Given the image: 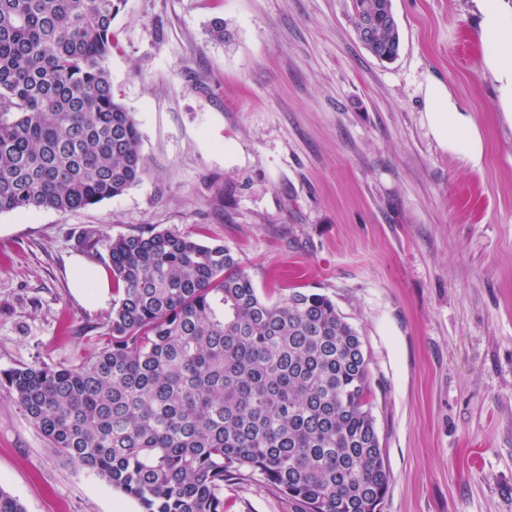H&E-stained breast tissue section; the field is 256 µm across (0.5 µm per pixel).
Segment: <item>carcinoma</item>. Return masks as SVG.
Returning <instances> with one entry per match:
<instances>
[{"label": "carcinoma", "mask_w": 512, "mask_h": 512, "mask_svg": "<svg viewBox=\"0 0 512 512\" xmlns=\"http://www.w3.org/2000/svg\"><path fill=\"white\" fill-rule=\"evenodd\" d=\"M124 0H0V213L62 215L144 169L106 61ZM391 0H352L358 41L400 49ZM110 343L3 373L24 412L141 512H225L258 484L299 512H379L390 488L359 331L319 293L262 294L223 242L151 229L110 240Z\"/></svg>", "instance_id": "1"}]
</instances>
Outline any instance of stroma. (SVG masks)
<instances>
[{"label": "stroma", "mask_w": 512, "mask_h": 512, "mask_svg": "<svg viewBox=\"0 0 512 512\" xmlns=\"http://www.w3.org/2000/svg\"><path fill=\"white\" fill-rule=\"evenodd\" d=\"M392 4L401 46L383 63L352 0H126L106 66L144 171L66 215L0 213V372L73 366L105 339L112 308L74 297L71 256L103 269L111 237L199 232L272 297L327 295L359 330L391 475L381 512H512V115L480 0ZM430 79L471 112L481 165L436 142ZM0 488L25 512H141L1 386ZM225 498L297 512L256 485Z\"/></svg>", "instance_id": "stroma-1"}]
</instances>
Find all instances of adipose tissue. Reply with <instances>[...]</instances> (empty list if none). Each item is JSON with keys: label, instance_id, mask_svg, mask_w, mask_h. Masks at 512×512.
<instances>
[{"label": "adipose tissue", "instance_id": "1", "mask_svg": "<svg viewBox=\"0 0 512 512\" xmlns=\"http://www.w3.org/2000/svg\"><path fill=\"white\" fill-rule=\"evenodd\" d=\"M481 28L485 63L505 91L512 94V15L502 12L496 0H484ZM422 95L428 125L438 145L472 165H480L484 143L471 114L461 110L452 93L438 81H426ZM72 283L76 296L88 303L103 304L110 298L105 277L79 256L73 259Z\"/></svg>", "mask_w": 512, "mask_h": 512}]
</instances>
